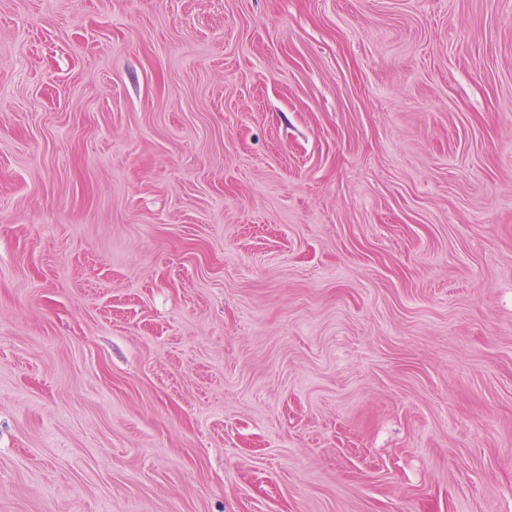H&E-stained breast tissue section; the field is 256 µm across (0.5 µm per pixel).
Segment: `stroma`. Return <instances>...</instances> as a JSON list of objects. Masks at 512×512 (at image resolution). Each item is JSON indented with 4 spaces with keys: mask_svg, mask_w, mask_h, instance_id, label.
<instances>
[{
    "mask_svg": "<svg viewBox=\"0 0 512 512\" xmlns=\"http://www.w3.org/2000/svg\"><path fill=\"white\" fill-rule=\"evenodd\" d=\"M0 512H512V0H0Z\"/></svg>",
    "mask_w": 512,
    "mask_h": 512,
    "instance_id": "stroma-1",
    "label": "stroma"
}]
</instances>
